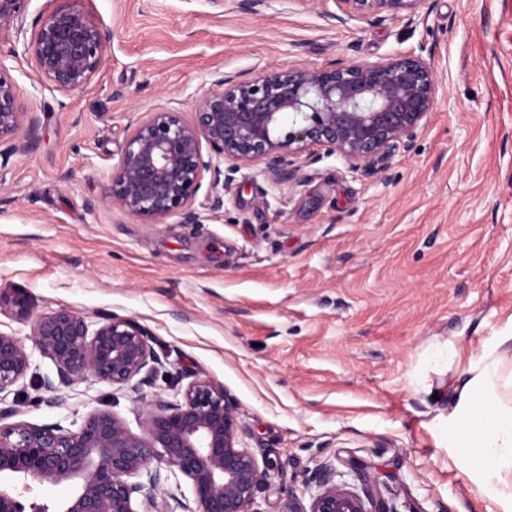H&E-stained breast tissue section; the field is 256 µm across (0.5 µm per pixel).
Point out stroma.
<instances>
[{
  "label": "stroma",
  "instance_id": "35a3bbf8",
  "mask_svg": "<svg viewBox=\"0 0 512 512\" xmlns=\"http://www.w3.org/2000/svg\"><path fill=\"white\" fill-rule=\"evenodd\" d=\"M92 6L112 45L84 91L52 90L23 37L0 40L40 118L31 150L0 167V288L27 290L38 313L136 320L160 359L143 399L193 374L223 385L270 471L260 512L305 495L332 459L337 483L361 490L356 460L399 512H503L460 467L445 419L471 362L512 329V0H428L410 26H332L319 0L224 15L209 0ZM422 43L436 104L383 171L326 156L291 190L244 167L199 224H146L102 200L136 124L166 108L193 120L214 71L250 79ZM450 346L453 361L431 359ZM19 386L20 420L74 430L107 409L139 426V403L94 379L59 386L57 406Z\"/></svg>",
  "mask_w": 512,
  "mask_h": 512
}]
</instances>
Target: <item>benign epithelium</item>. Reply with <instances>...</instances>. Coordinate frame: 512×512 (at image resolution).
<instances>
[{
	"mask_svg": "<svg viewBox=\"0 0 512 512\" xmlns=\"http://www.w3.org/2000/svg\"><path fill=\"white\" fill-rule=\"evenodd\" d=\"M30 0H0V39L23 32ZM35 24L24 54L40 77L70 95L87 88L111 49L112 30L90 6L92 0H53ZM224 12L267 0H209ZM350 20L403 18L411 24L426 0H332ZM0 58V143L24 155L39 119L7 75ZM436 74L420 53H395L375 62L333 60L321 67L268 69L251 80L215 72L197 90L195 120L168 109L149 113L127 139L112 168L103 199L145 224L177 216L200 224L220 209L221 176L264 164L276 185L296 188L303 168L325 155L342 157L352 171L378 172L407 150L433 111ZM27 128V137L18 136ZM211 182L198 200L204 174ZM32 323V341L52 361L58 381L39 378L47 392L89 377L117 390L139 393L137 377L159 363L151 334L137 321L114 316L100 324L69 308L34 315L23 288L0 289V311ZM31 369V353L15 335L0 331V402ZM20 413L18 400L0 407V512H261L255 494L268 472L259 470L245 446L236 407L224 388L193 376L184 389L144 403L143 424L134 431L105 409L89 412L75 430L24 421L2 423ZM192 486L189 501L163 489L159 464ZM349 466L363 494L336 483V468L318 464L306 481L311 503L294 492L278 512H398L385 507L378 481L359 462ZM69 488L62 500L30 497L36 487Z\"/></svg>",
	"mask_w": 512,
	"mask_h": 512,
	"instance_id": "obj_1",
	"label": "benign epithelium"
}]
</instances>
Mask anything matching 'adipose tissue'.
Here are the masks:
<instances>
[{
  "mask_svg": "<svg viewBox=\"0 0 512 512\" xmlns=\"http://www.w3.org/2000/svg\"><path fill=\"white\" fill-rule=\"evenodd\" d=\"M448 437L466 471L512 512V332L469 369L448 414Z\"/></svg>",
  "mask_w": 512,
  "mask_h": 512,
  "instance_id": "obj_1",
  "label": "adipose tissue"
}]
</instances>
